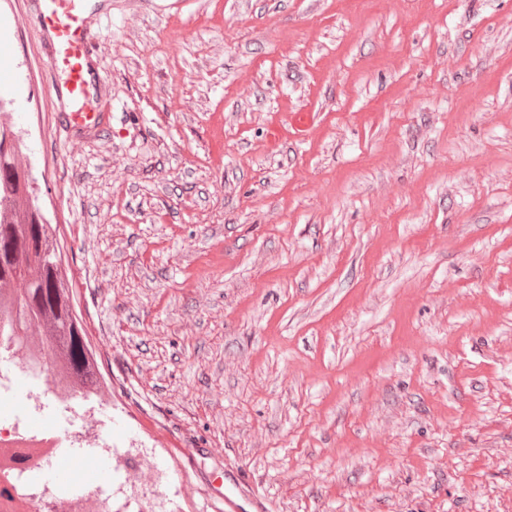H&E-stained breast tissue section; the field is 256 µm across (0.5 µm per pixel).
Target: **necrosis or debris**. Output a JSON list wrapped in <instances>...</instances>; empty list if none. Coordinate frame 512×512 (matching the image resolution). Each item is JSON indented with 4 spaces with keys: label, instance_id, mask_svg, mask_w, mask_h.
Returning a JSON list of instances; mask_svg holds the SVG:
<instances>
[{
    "label": "necrosis or debris",
    "instance_id": "4bbe7bcc",
    "mask_svg": "<svg viewBox=\"0 0 512 512\" xmlns=\"http://www.w3.org/2000/svg\"><path fill=\"white\" fill-rule=\"evenodd\" d=\"M99 407L59 384L45 358L0 367V512H158L141 480L150 455L115 452L97 419ZM83 448L114 460L120 483L92 482ZM62 461L67 485L44 480L43 469Z\"/></svg>",
    "mask_w": 512,
    "mask_h": 512
}]
</instances>
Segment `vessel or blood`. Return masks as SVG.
<instances>
[{
    "label": "vessel or blood",
    "mask_w": 512,
    "mask_h": 512,
    "mask_svg": "<svg viewBox=\"0 0 512 512\" xmlns=\"http://www.w3.org/2000/svg\"><path fill=\"white\" fill-rule=\"evenodd\" d=\"M45 34L43 50L55 79L53 95L69 105L66 124L78 132L99 128L104 120L102 97L88 76L96 37L97 10L91 0H34ZM224 493V512H264L265 506L246 470L233 472Z\"/></svg>",
    "instance_id": "1"
}]
</instances>
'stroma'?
<instances>
[{
    "label": "stroma",
    "instance_id": "1",
    "mask_svg": "<svg viewBox=\"0 0 512 512\" xmlns=\"http://www.w3.org/2000/svg\"><path fill=\"white\" fill-rule=\"evenodd\" d=\"M105 3L111 131L62 125L29 0L0 125L113 446L184 512L233 467L268 512H512V0Z\"/></svg>",
    "mask_w": 512,
    "mask_h": 512
}]
</instances>
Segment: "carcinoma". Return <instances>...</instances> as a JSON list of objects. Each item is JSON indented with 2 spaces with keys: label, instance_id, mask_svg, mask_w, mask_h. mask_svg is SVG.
Masks as SVG:
<instances>
[{
  "label": "carcinoma",
  "instance_id": "cac0c4a2",
  "mask_svg": "<svg viewBox=\"0 0 512 512\" xmlns=\"http://www.w3.org/2000/svg\"><path fill=\"white\" fill-rule=\"evenodd\" d=\"M16 132L0 127V305L15 310V351L32 348L53 360L59 383L91 394L104 388L97 353L76 311L73 285L53 258L58 225L46 217L29 169L19 166Z\"/></svg>",
  "mask_w": 512,
  "mask_h": 512
}]
</instances>
